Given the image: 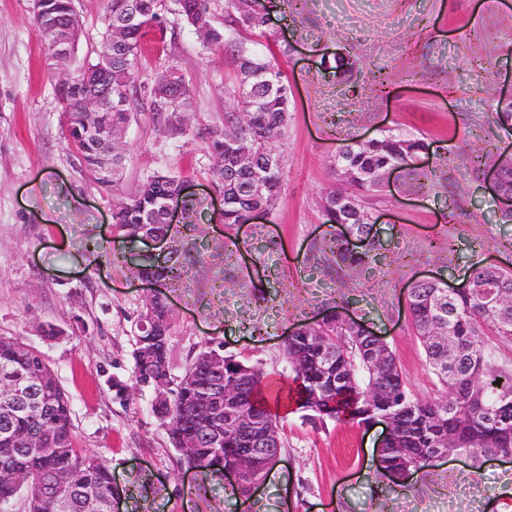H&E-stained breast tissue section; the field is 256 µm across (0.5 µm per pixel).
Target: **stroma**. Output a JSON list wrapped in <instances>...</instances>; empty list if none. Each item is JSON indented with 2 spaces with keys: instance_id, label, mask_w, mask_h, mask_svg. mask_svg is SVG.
<instances>
[{
  "instance_id": "1",
  "label": "stroma",
  "mask_w": 512,
  "mask_h": 512,
  "mask_svg": "<svg viewBox=\"0 0 512 512\" xmlns=\"http://www.w3.org/2000/svg\"><path fill=\"white\" fill-rule=\"evenodd\" d=\"M213 13L224 46L203 48L174 13L165 38L146 37L124 179L107 193L88 182L69 145L29 0H0V336L43 353L70 397L78 446L112 473L118 512H512V461L452 455L397 488L377 472L382 428L302 420L282 358L291 328L340 305L385 340L418 396H435L409 286L431 275L463 284L480 259L512 268V224L471 164L480 154L491 168L512 153V130L497 117L499 95L512 87V0H279L262 34L240 26L232 0H217ZM239 46L284 73L290 112L276 207L229 228L218 222L213 158L158 131L147 87L177 68L190 89L189 128L219 127L239 109L230 94ZM388 130L424 140L437 176L393 173L369 199L382 249L367 265L335 270L319 202L336 184V150ZM156 172L180 176L203 203L202 263L164 291L174 310L172 376L216 341L278 389L269 405L282 418L284 448L248 499L181 464L152 411L154 392L134 378L149 290L108 255L123 245L112 211ZM452 203L461 212L453 221Z\"/></svg>"
}]
</instances>
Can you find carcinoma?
I'll return each mask as SVG.
<instances>
[{
  "mask_svg": "<svg viewBox=\"0 0 512 512\" xmlns=\"http://www.w3.org/2000/svg\"><path fill=\"white\" fill-rule=\"evenodd\" d=\"M213 0H178V12L194 30L209 28L207 45L224 41L223 33L212 24ZM239 23L249 30L264 31L267 12L264 0H238ZM164 0H108L95 57L78 56L81 33L73 24L76 15L71 0H44V12L34 17L35 33L50 38L65 36L71 53L53 60L54 69H63L68 82L56 86L63 123L67 129L81 168L90 182L101 190L112 189L121 178L127 151L112 152V167L103 166L108 137L122 131L129 123L137 103L130 94L139 80L140 39L146 30H163ZM122 30V37L112 39V29ZM112 56H106V51ZM239 75L237 96L247 119L236 112L224 113L222 127L211 132H192L185 126L190 106V90L170 68L153 79L149 91L150 111L159 129L182 136L191 135L215 160L211 181L215 191L224 196L223 224H245L257 210H272L281 194L283 166L277 151L281 130L289 112L288 85L281 70L262 56L239 51L234 59ZM99 96V106L88 116L85 100ZM423 140L400 134H384L380 139L353 141L336 152L334 171L338 186L321 201L322 223L337 227L325 242L333 263L339 270L369 263L381 248L372 234L368 218L372 212L365 198L386 187L382 175L390 168H414V157ZM182 180L171 173L149 177L137 193L119 203L112 213V223L131 241L143 235V229L159 237H175L182 243L183 254L196 249L199 225L192 220L197 210L194 202L181 197ZM179 200L186 213L185 222L171 229L160 219L163 204ZM365 238L361 250L350 247L347 235ZM187 271L178 251L164 264H150L143 273L173 286ZM469 285L453 295L432 283L410 286L409 313L430 372L440 384L438 395L421 399L414 394L403 376L394 354L389 363L373 371L364 345H355L353 331L336 320V313L318 326L314 339L291 340L283 346L288 369L299 382L298 406L303 419H340L348 416L361 424L384 417L392 427L387 442L383 476L394 483L406 481V472L425 470L411 462L431 456L443 443L448 450L469 452L472 457L512 452V429L500 423L507 407H512V357L502 352L505 342L512 343V306L493 310L485 301V289L512 294V270L473 264ZM164 300L152 302L158 321L148 324L146 335L156 336L151 362L135 361L136 382L162 379L170 375L168 342L172 321L163 320ZM443 328L447 337L436 342L431 332ZM336 355V373L343 383L333 384L322 378L321 347ZM212 351H201L185 374L188 380L172 390L162 425L171 445L184 436L201 434L222 441L218 448H196L180 456L187 467L205 475H218L236 465L239 449L253 448V432L241 428L228 432L224 421V403L211 399L209 363ZM35 378L42 393L40 404L8 417L11 432L0 434V469L14 473L17 484H0V512H6L10 498L22 490L26 512H106L111 495V473L93 454L76 445L70 399L53 371L35 348L22 341L0 336V379ZM264 372L256 371L238 391L241 414L246 419L277 418L258 399ZM336 399V407L320 406L322 397ZM80 472L83 482L94 488L99 499L83 507L70 494L72 470Z\"/></svg>",
  "mask_w": 512,
  "mask_h": 512,
  "instance_id": "carcinoma-1",
  "label": "carcinoma"
}]
</instances>
